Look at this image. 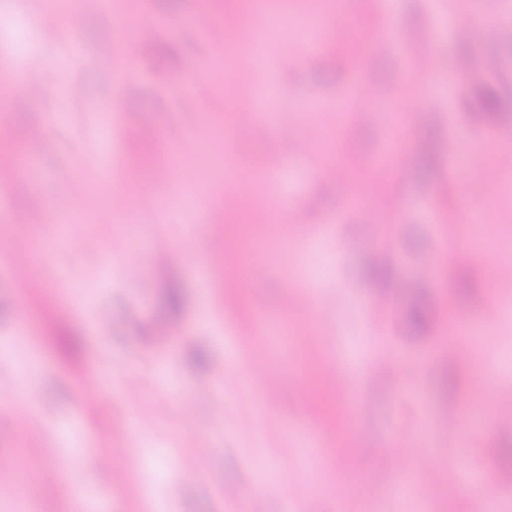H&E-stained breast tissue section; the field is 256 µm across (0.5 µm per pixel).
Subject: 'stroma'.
Masks as SVG:
<instances>
[{"instance_id": "stroma-1", "label": "stroma", "mask_w": 512, "mask_h": 512, "mask_svg": "<svg viewBox=\"0 0 512 512\" xmlns=\"http://www.w3.org/2000/svg\"><path fill=\"white\" fill-rule=\"evenodd\" d=\"M325 52L300 55L310 6L282 0L267 22L285 35L263 64L241 26L225 49L193 18L241 13L224 0H74L83 23L38 20L45 0H0V502L31 512H398L400 474L419 512H482L453 491L455 459L474 476L507 467L512 429V294L494 265L512 259V168L497 136L512 118V0H316ZM477 28L455 40L449 21ZM436 45L435 76L412 89L397 48L372 51L383 20ZM149 43L116 79L100 56ZM225 57L223 81L185 83L201 59ZM469 67L451 73L458 58ZM365 74L363 111L335 121ZM266 94L270 124L238 107ZM448 108L425 110L422 95ZM180 141V178L166 160ZM288 150L274 186L267 162ZM108 162L111 179L100 176ZM129 213L110 222L112 183ZM155 189L143 203L142 186ZM365 210H347L349 195ZM297 201L295 210L284 208ZM41 216L38 224L23 223ZM490 232L488 259L449 254V239ZM172 248L152 252L157 239ZM382 261L388 281L369 270ZM276 323L248 343L255 305ZM426 313L414 325V308ZM480 327L478 363L448 360L451 324ZM304 336L290 349L288 336ZM392 352L418 377L377 362ZM166 360L172 398L155 379ZM278 379L267 394L265 378ZM186 412H179L178 404ZM482 404L466 434H441L449 407ZM129 451L115 483L98 460ZM431 449L436 462L422 463ZM74 464L57 477L61 457ZM241 490L240 499L225 489Z\"/></svg>"}]
</instances>
